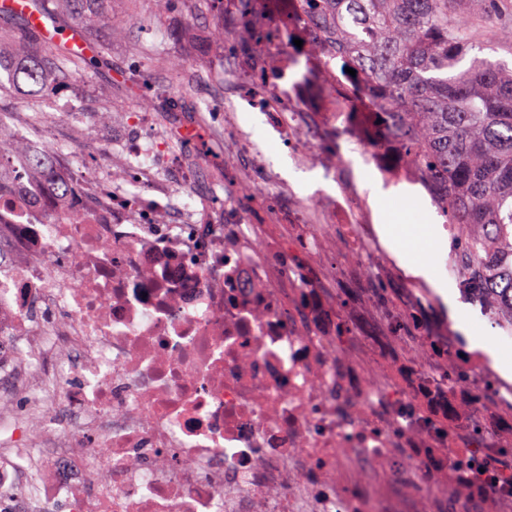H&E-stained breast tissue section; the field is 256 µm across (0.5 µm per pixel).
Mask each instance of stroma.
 Masks as SVG:
<instances>
[{
	"mask_svg": "<svg viewBox=\"0 0 512 512\" xmlns=\"http://www.w3.org/2000/svg\"><path fill=\"white\" fill-rule=\"evenodd\" d=\"M112 10L119 21L112 30L111 48L96 69L75 72L61 91L31 98L17 95L0 101V108L13 113L15 128H24L35 111H44L50 121L41 128V138L50 150L66 148L79 152L83 163H95L96 151L111 142L118 132L129 130L133 117L150 112L156 127L175 129L197 122L206 108L234 113L240 128L263 140L275 170L285 179L289 196L302 205L316 198L356 189L363 202L365 224H333L327 244L321 247L315 263L314 282L326 297L349 281L359 287H372L366 277L356 276L353 249L363 240L371 241V262L381 277L394 281L404 297L427 298L425 309L431 324L447 336L460 328L483 339L507 361H512V338L504 336L489 317L480 316L476 307L463 303L450 311L433 287L435 277L457 284L461 271L452 256L461 227L441 224L431 198L422 185L382 184L377 171L360 157L355 145L341 144L338 159L344 168L339 180L326 178L313 150L284 145L267 139L266 122L251 125L250 107L240 101L239 85L229 80L228 67L243 41L235 33L251 28V17L242 13L236 0L216 5L207 16H189L184 0H170L166 10H158L155 0H115ZM225 25L223 41L213 38L214 24ZM190 62L186 70L173 69V56ZM106 108L112 113L109 127L92 125L79 115V108ZM385 224H405L410 229L404 249H397L381 233ZM429 260L431 276L413 275L406 255Z\"/></svg>",
	"mask_w": 512,
	"mask_h": 512,
	"instance_id": "35a3bbf8",
	"label": "stroma"
}]
</instances>
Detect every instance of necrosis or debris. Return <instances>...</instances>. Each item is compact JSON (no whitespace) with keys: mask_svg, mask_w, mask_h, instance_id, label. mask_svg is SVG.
I'll list each match as a JSON object with an SVG mask.
<instances>
[{"mask_svg":"<svg viewBox=\"0 0 512 512\" xmlns=\"http://www.w3.org/2000/svg\"><path fill=\"white\" fill-rule=\"evenodd\" d=\"M308 38L292 2L278 65L242 68L257 85L243 100L267 110L270 137L354 141L384 182H417L378 139L364 91L332 78ZM149 120L138 113L117 143L121 173L57 153L71 191L51 223L0 203V512H386L351 486L376 471L432 512L429 431L401 426L407 397L378 369L339 376L329 329L310 328L327 304L297 278L287 238L254 230L245 187L263 205L279 185L278 223L307 214L261 144L232 113L212 116L233 188L220 205L188 201L174 186L200 171L177 146L197 128L152 133ZM448 399L485 416L487 434H512V411L485 415L478 387Z\"/></svg>","mask_w":512,"mask_h":512,"instance_id":"4bbe7bcc","label":"necrosis or debris"}]
</instances>
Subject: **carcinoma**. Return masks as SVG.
Returning a JSON list of instances; mask_svg holds the SVG:
<instances>
[{"label": "carcinoma", "mask_w": 512, "mask_h": 512, "mask_svg": "<svg viewBox=\"0 0 512 512\" xmlns=\"http://www.w3.org/2000/svg\"><path fill=\"white\" fill-rule=\"evenodd\" d=\"M456 0H299L311 47L332 67L356 70L378 108L384 142L401 151L420 173L438 212L448 224L467 225L458 237L455 263L459 286L480 304L495 299L508 313L498 324L512 335V64L483 55L496 47L482 41L486 31L512 52V0H474L469 14ZM53 5L96 48L90 56L47 50L22 18L0 7V24L20 25L0 35V94L39 95L76 69L92 70L108 48L99 38L111 23L112 0H35L38 10ZM69 194L50 157L15 131L0 111V200L26 195L50 223L54 206ZM372 293L379 314L352 320L349 309ZM336 345L353 354L366 342L383 347L400 363L399 383L410 393L405 418L427 425L448 443L466 444L448 465L440 512H484L486 486L512 491L502 474L512 460V440L483 441L448 422L440 403L456 380L437 360L458 347L433 332L416 307L395 305L385 288H338ZM483 402L502 406L497 385H482Z\"/></svg>", "instance_id": "cac0c4a2"}]
</instances>
